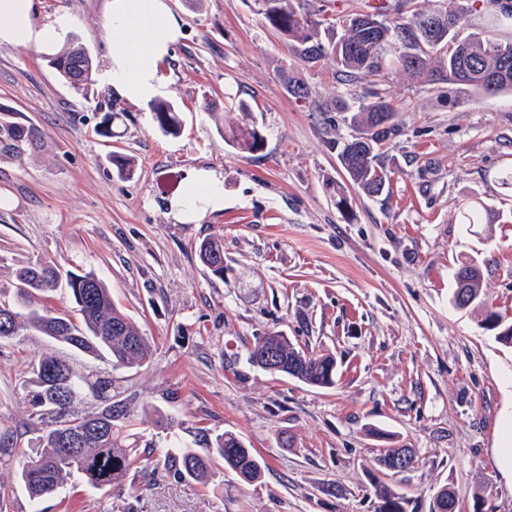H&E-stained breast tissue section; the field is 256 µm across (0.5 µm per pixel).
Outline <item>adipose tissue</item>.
<instances>
[{"label":"adipose tissue","mask_w":512,"mask_h":512,"mask_svg":"<svg viewBox=\"0 0 512 512\" xmlns=\"http://www.w3.org/2000/svg\"><path fill=\"white\" fill-rule=\"evenodd\" d=\"M104 25L110 40L103 79L126 101L142 103L164 94L159 64L181 35L182 21L171 0H106ZM71 27L69 15L46 24L35 18L34 0H0V44L46 52L62 41ZM171 207L184 224L201 213L224 208V179L212 169L193 172Z\"/></svg>","instance_id":"adipose-tissue-1"}]
</instances>
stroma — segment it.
I'll list each match as a JSON object with an SVG mask.
<instances>
[{
    "instance_id": "stroma-1",
    "label": "stroma",
    "mask_w": 512,
    "mask_h": 512,
    "mask_svg": "<svg viewBox=\"0 0 512 512\" xmlns=\"http://www.w3.org/2000/svg\"><path fill=\"white\" fill-rule=\"evenodd\" d=\"M48 23L67 13L69 32L90 51L88 89L65 83L46 53L0 44V105L45 134L39 150L0 152V301L14 299L15 273L43 260L64 275L94 274L152 345L136 371L32 331L0 341V430L15 458L39 446L38 408L25 371L45 350L82 375H105L131 414L159 407L185 445L203 451L230 431L260 460L244 483L231 471L203 485L164 461L131 471L123 493L79 477L32 502L0 467L8 512H378V481L429 512L444 486L464 512H512V477L495 450L511 425L512 346L485 329V311L512 322V95L485 97L463 85H429L396 74L339 80L308 68L274 31L256 0H176L183 35L159 67L177 135L157 127L151 104L118 98L103 83L109 35L104 0H35ZM466 32L507 41L511 26L487 19L486 0H457ZM306 83L290 95L283 75ZM375 87L401 134L379 156L388 181L372 197L350 183L335 142L357 132L348 111ZM264 136L254 153L227 146L211 115H241ZM120 154L131 170L119 174ZM224 176V208L177 223L169 202L190 172ZM344 187L349 209L336 208ZM481 205L491 224L460 223ZM206 239L224 245V272L199 257ZM478 260L480 307L449 301L453 273ZM332 355L336 383L305 385L254 367L248 353L267 333ZM386 448L414 449L413 468L385 476Z\"/></svg>"
}]
</instances>
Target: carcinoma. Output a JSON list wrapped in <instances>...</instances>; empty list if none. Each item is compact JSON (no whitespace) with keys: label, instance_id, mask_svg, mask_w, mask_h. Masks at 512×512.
I'll use <instances>...</instances> for the list:
<instances>
[{"label":"carcinoma","instance_id":"obj_1","mask_svg":"<svg viewBox=\"0 0 512 512\" xmlns=\"http://www.w3.org/2000/svg\"><path fill=\"white\" fill-rule=\"evenodd\" d=\"M270 27L295 39L294 50L308 67L315 68L332 62L349 78L378 76L393 70L410 80L428 84H459L476 89L486 97L512 92V42H500L473 36L458 38V30L444 36L426 33L427 17L441 14L460 21L456 0H432L424 9L411 11L408 16L397 9L395 22L384 19L383 7L373 13L343 15L336 20L341 35L322 38L321 21L302 13L294 0H256ZM492 19L512 25V3L491 0ZM57 69L64 81H69L72 67L80 65L76 76L84 85L90 83L93 58L82 45H73L54 55ZM284 83L293 97L306 100L309 88L291 76ZM154 121L164 133H173L179 124L174 107L159 102L153 107ZM217 133L224 143L241 152L253 153L263 146V136L254 124L224 126V116L211 113ZM351 121L359 134L343 143L338 158L349 180L370 196L383 192L387 175L378 162V149L396 138L400 129L394 122V109L379 92L366 90ZM44 141L42 131L32 124L0 120V150L19 152L39 148ZM200 255L210 259L208 267L215 273L224 270V247L217 242L200 246ZM465 280L466 301L456 307L481 303L483 277L475 264L459 268ZM60 272L46 263H35L16 272V294L13 303H0V340L10 339L22 331L33 330L55 342L74 348L94 360L108 361L114 368L140 369L150 357V344L127 314L112 302L109 289L93 274L67 276L66 286L75 302L76 316L48 309H35V300L57 287ZM486 329L495 338L512 345V323L506 324L495 311L485 313ZM276 347L283 364L281 369H268L273 374L292 377L306 385L331 387L335 384L336 363L330 355L307 353L295 348L288 339L277 333L262 336L249 353L256 363L262 353ZM35 380L37 391L34 403L44 409L49 422L38 435L40 452L18 461L17 474L30 497L38 500L57 493L71 475L79 476L94 489L108 488L122 492L135 465L138 464L136 445L129 442L126 406L114 400L112 381L94 380L77 374L70 363L50 352L40 354L27 365ZM89 394L98 403V411L88 416L71 413L70 401ZM93 421L105 428L104 433L84 440L78 452L67 451L65 442L76 428L77 421ZM141 420L166 429L164 461L184 477L204 482L215 476L213 466L224 463L242 481L254 482L261 476V463L235 434L225 431L215 435L202 454L181 447L175 424L152 405L142 410ZM32 464L27 468L26 464ZM377 497L380 512H405L404 502L391 488L379 485Z\"/></svg>","mask_w":512,"mask_h":512}]
</instances>
